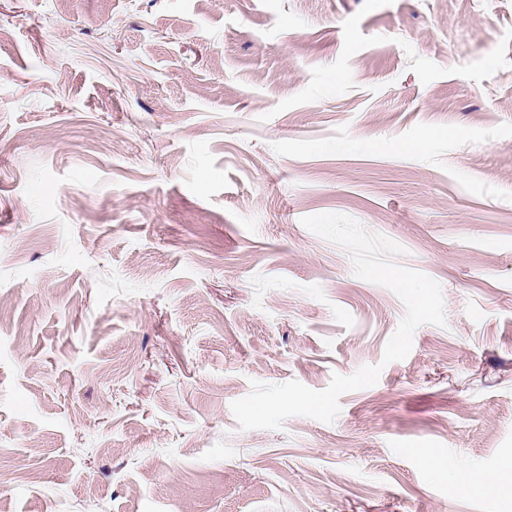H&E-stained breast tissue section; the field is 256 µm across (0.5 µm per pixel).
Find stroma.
<instances>
[{
  "instance_id": "1",
  "label": "stroma",
  "mask_w": 512,
  "mask_h": 512,
  "mask_svg": "<svg viewBox=\"0 0 512 512\" xmlns=\"http://www.w3.org/2000/svg\"><path fill=\"white\" fill-rule=\"evenodd\" d=\"M321 213L447 325L239 431L405 313ZM511 460L512 0H0V512H501Z\"/></svg>"
}]
</instances>
